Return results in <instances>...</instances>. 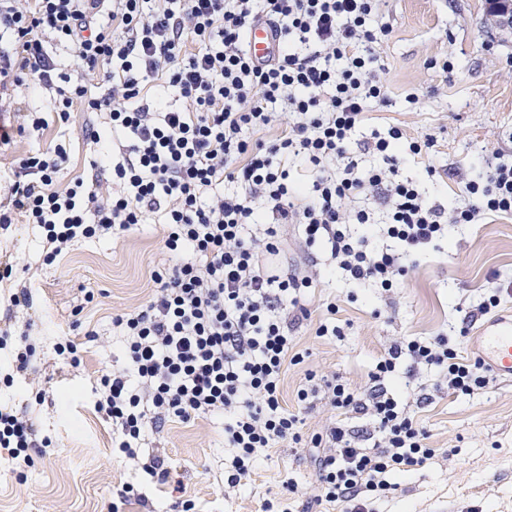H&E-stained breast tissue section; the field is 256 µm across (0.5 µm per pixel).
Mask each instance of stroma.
<instances>
[{
	"label": "stroma",
	"instance_id": "1",
	"mask_svg": "<svg viewBox=\"0 0 512 512\" xmlns=\"http://www.w3.org/2000/svg\"><path fill=\"white\" fill-rule=\"evenodd\" d=\"M381 16L390 33L375 50L391 104L374 109L370 124L356 134L395 123L408 136L432 137L429 156L400 173L421 179L438 203L462 206L464 186L481 171L484 157L501 152L512 159V68L505 65L512 36L496 29L485 0H382ZM443 55L452 57V71L429 68L430 59ZM411 93L417 104L407 102ZM36 106L47 127L26 129L0 148V204L8 203L9 176L29 150L65 144L69 161L59 187L91 173V143L68 135L46 99ZM429 165L439 176L426 178ZM1 250L12 254L18 271L0 284V328L28 334L46 395L36 403L29 375L6 362L0 371L13 373L14 382L0 383V402L28 408L52 446L22 469L0 452V512H109L113 505L119 512H179L187 500L192 512H263L266 501L284 496L288 473L297 483L295 512L310 504L316 492L311 451L285 443L262 453L244 486L226 489L220 417L173 420L162 432H146L134 461L113 448L112 422L95 408V387L102 374L125 365L123 348L112 339L113 316L142 306L155 292L152 272L167 259L161 225L76 243L49 263L39 228L19 217L0 231ZM23 287L32 292V308L11 304ZM494 292L501 300L497 314L511 312L512 216L489 215L452 228L447 246L423 253L394 295H371L339 274L323 279L301 298L310 317L295 332V349L304 360L282 377L283 406L297 411L296 392L307 372L333 374L359 387L391 341L455 334L469 312L472 327H479L485 317L476 307ZM331 302L332 316L326 311ZM330 321L339 335L317 336L319 324ZM88 330L97 331L99 340L87 341ZM66 336L78 344L79 367L55 355V344ZM418 394L415 382L400 390L403 400L415 403L434 456L390 497L377 500L376 512H512V381L493 379L470 396L444 389L421 402ZM157 455L170 469L164 484L142 470ZM129 484L140 499L120 500Z\"/></svg>",
	"mask_w": 512,
	"mask_h": 512
}]
</instances>
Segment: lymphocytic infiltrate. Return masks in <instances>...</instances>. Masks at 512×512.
<instances>
[{
    "label": "lymphocytic infiltrate",
    "mask_w": 512,
    "mask_h": 512,
    "mask_svg": "<svg viewBox=\"0 0 512 512\" xmlns=\"http://www.w3.org/2000/svg\"><path fill=\"white\" fill-rule=\"evenodd\" d=\"M378 8L379 0H0V115L48 95L59 122L95 147L90 176L62 190L65 145L21 158L0 228L19 215L38 225L51 261L76 242L153 219L176 258L155 272L145 306L112 319L126 366L101 376L95 407L127 458L167 420L221 415L229 489L242 486L261 450L289 441L316 452L314 502L372 512L396 478L434 455L388 389L397 372L412 381L433 369L434 389L464 395L492 379L481 360L460 359L447 335L403 338L377 362L367 390L310 372L297 392L304 408L321 396L369 417L372 430L336 424L307 436L302 418L281 404L285 364L304 360L290 351L293 329L309 317L299 298L324 276L313 266L302 274L273 266L287 229L304 248L328 251L353 284L388 292L451 225L512 215V161L503 156L467 183L468 205L448 211L399 176L432 138L393 124L352 143L367 104L388 103L374 45L389 29L375 27ZM259 23L275 38L264 62L247 49ZM50 42L72 53L75 73L59 68ZM154 80L175 88L180 105L147 96ZM94 84L102 94L91 93ZM281 105L290 120L281 121ZM78 109L92 121H77ZM275 125L281 132L270 141L246 136ZM359 151L380 164L362 168ZM226 182L235 191L224 192ZM370 195L384 199L383 222L360 206ZM375 233L378 249L368 244ZM50 445L25 412L0 405V450L12 460L31 463Z\"/></svg>",
    "instance_id": "obj_1"
}]
</instances>
